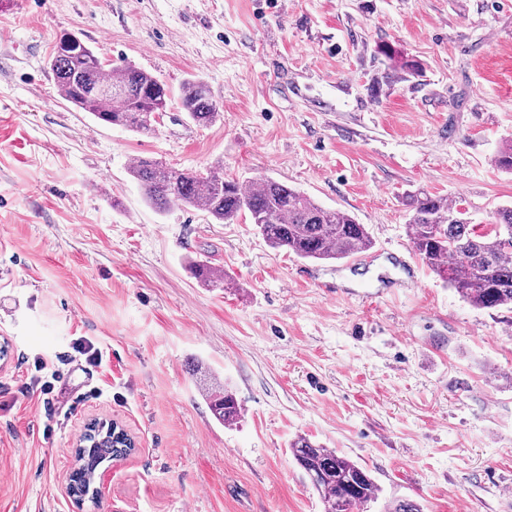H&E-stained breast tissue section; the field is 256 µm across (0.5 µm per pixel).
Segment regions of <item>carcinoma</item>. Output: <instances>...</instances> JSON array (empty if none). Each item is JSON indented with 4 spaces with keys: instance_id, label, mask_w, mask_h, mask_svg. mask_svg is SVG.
<instances>
[{
    "instance_id": "1",
    "label": "carcinoma",
    "mask_w": 512,
    "mask_h": 512,
    "mask_svg": "<svg viewBox=\"0 0 512 512\" xmlns=\"http://www.w3.org/2000/svg\"><path fill=\"white\" fill-rule=\"evenodd\" d=\"M48 64L59 96L105 124L148 136L168 110L169 94L161 91L162 83L154 76L131 64L109 68L81 41L65 54L54 53ZM179 104L198 124L219 117L209 88L199 79L185 82ZM128 172L156 208L178 204L199 209L218 224L247 217L270 247L302 259H338L353 248L371 245L365 225L352 216L273 179H261L256 188L247 189L224 177L221 164L206 171L175 169L144 157ZM407 205L412 247L441 280L477 309L512 306V206L496 209L487 224H475L461 200L452 204L419 192L409 196ZM207 400L218 422L230 425L239 419L241 404L231 391L215 388ZM86 442L81 465L71 479V491L78 498L98 464L128 446L125 436L110 433L103 440L88 437ZM291 453L318 493L324 512H354L378 499L381 489L360 463L306 437L293 442Z\"/></svg>"
}]
</instances>
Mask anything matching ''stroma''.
Masks as SVG:
<instances>
[{
    "label": "stroma",
    "instance_id": "1",
    "mask_svg": "<svg viewBox=\"0 0 512 512\" xmlns=\"http://www.w3.org/2000/svg\"><path fill=\"white\" fill-rule=\"evenodd\" d=\"M68 33L165 85L155 134L59 99L47 60ZM192 77L212 124L177 103ZM507 142L512 0H0V512H323L301 435L371 472L364 512H512V308L472 307L423 262L409 286L392 260L408 195L465 200L477 224L512 202ZM139 157L287 184L364 224L374 259L304 260L247 220L158 211ZM215 264L220 288L193 273ZM39 357L61 373L51 418ZM207 376L236 393L234 425ZM95 418L135 449L79 508L65 479ZM206 397L209 407L218 422L230 425L239 419L241 404L234 393L226 388H215L211 389V392L209 391Z\"/></svg>",
    "mask_w": 512,
    "mask_h": 512
}]
</instances>
